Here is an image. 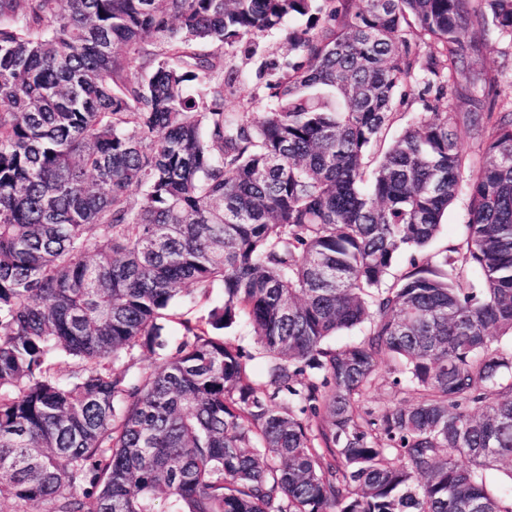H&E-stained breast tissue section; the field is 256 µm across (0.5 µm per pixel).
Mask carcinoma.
I'll list each match as a JSON object with an SVG mask.
<instances>
[{
	"label": "carcinoma",
	"mask_w": 512,
	"mask_h": 512,
	"mask_svg": "<svg viewBox=\"0 0 512 512\" xmlns=\"http://www.w3.org/2000/svg\"><path fill=\"white\" fill-rule=\"evenodd\" d=\"M354 3L0 0L12 512H512V109L462 83L471 16L512 36V0ZM276 31L225 111L227 58ZM464 190V244L428 251ZM188 286L224 299L172 347ZM260 49L258 54L251 59L248 58V52L245 46H241L235 53L234 61L240 67L244 74L243 81L238 84L233 94L224 97V109L227 112H235L238 108V102L243 97H247L253 93L255 88L260 84L258 78V69L262 62L277 59L279 61L288 54L287 45L284 42L283 35L272 32L259 38ZM437 107L436 112H448V121L458 135L463 152L469 156H475L478 153L477 140L462 118L463 112H467L469 106L459 102L448 107V99L444 98L438 103ZM397 376L392 367L383 366L381 368L378 387L371 394L373 405L387 404L393 399L395 391V388H393V380Z\"/></svg>",
	"instance_id": "cac0c4a2"
}]
</instances>
